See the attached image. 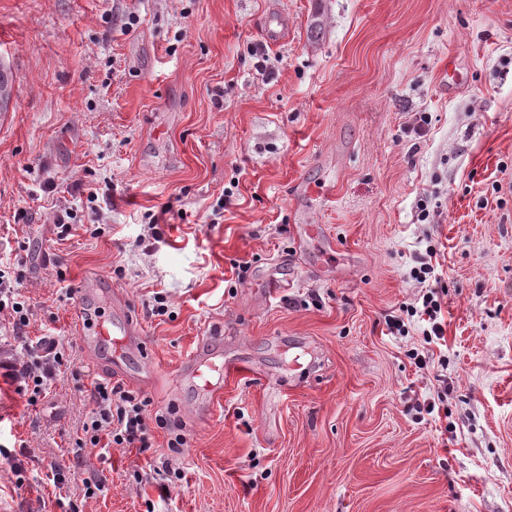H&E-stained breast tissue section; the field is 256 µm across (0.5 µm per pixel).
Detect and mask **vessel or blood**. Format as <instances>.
<instances>
[{"label":"vessel or blood","mask_w":512,"mask_h":512,"mask_svg":"<svg viewBox=\"0 0 512 512\" xmlns=\"http://www.w3.org/2000/svg\"><path fill=\"white\" fill-rule=\"evenodd\" d=\"M288 38V20L279 13L270 14L265 22L263 39L280 46ZM126 301L122 295L112 298L113 316L107 320L86 318L83 306H76L74 314L82 342L106 345L110 352L113 376L127 377L131 358L142 347L144 333L141 327L124 316ZM197 386L207 395L214 396L224 388V356L211 348L208 340H200L183 366Z\"/></svg>","instance_id":"vessel-or-blood-1"}]
</instances>
